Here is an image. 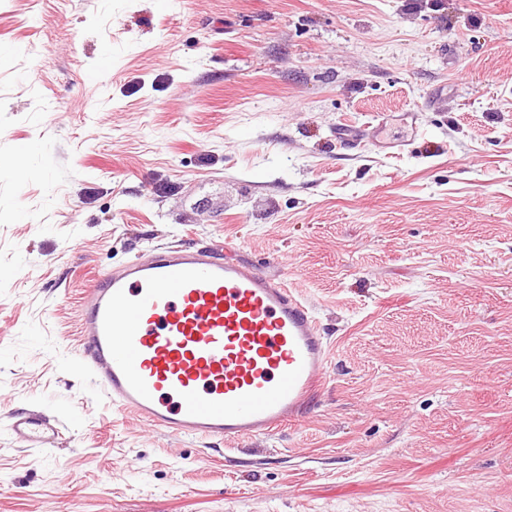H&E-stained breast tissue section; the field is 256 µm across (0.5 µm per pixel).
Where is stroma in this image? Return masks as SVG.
Here are the masks:
<instances>
[{"label":"stroma","mask_w":512,"mask_h":512,"mask_svg":"<svg viewBox=\"0 0 512 512\" xmlns=\"http://www.w3.org/2000/svg\"><path fill=\"white\" fill-rule=\"evenodd\" d=\"M168 245L311 304L315 411L100 396L81 302ZM0 512H512V0H0ZM11 428L18 439L31 447H38L45 438L58 433L55 423L40 414L13 417Z\"/></svg>","instance_id":"35a3bbf8"}]
</instances>
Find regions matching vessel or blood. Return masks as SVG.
I'll return each instance as SVG.
<instances>
[{"mask_svg":"<svg viewBox=\"0 0 512 512\" xmlns=\"http://www.w3.org/2000/svg\"><path fill=\"white\" fill-rule=\"evenodd\" d=\"M80 353L119 411L185 437L240 440L302 419L329 347L287 280L204 248L163 246L108 271L81 305ZM32 447L58 432L14 417Z\"/></svg>","mask_w":512,"mask_h":512,"instance_id":"obj_1","label":"vessel or blood"}]
</instances>
